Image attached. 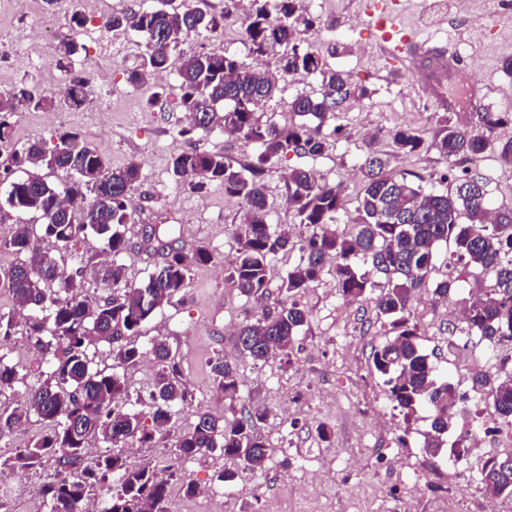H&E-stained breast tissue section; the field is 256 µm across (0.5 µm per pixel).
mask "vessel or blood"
<instances>
[{"mask_svg":"<svg viewBox=\"0 0 512 512\" xmlns=\"http://www.w3.org/2000/svg\"><path fill=\"white\" fill-rule=\"evenodd\" d=\"M366 14L380 33V56L402 64L411 63L423 72L424 85L434 95L440 107L452 112L457 111L462 104L472 109L481 107L487 97L483 87L472 86L466 99L462 101L443 93V80L453 76L458 65L457 58L447 54L442 47L418 40L412 28L403 24L399 16L381 12L375 0L373 4L367 5Z\"/></svg>","mask_w":512,"mask_h":512,"instance_id":"1","label":"vessel or blood"}]
</instances>
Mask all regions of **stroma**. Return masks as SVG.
I'll list each match as a JSON object with an SVG mask.
<instances>
[{"mask_svg":"<svg viewBox=\"0 0 512 512\" xmlns=\"http://www.w3.org/2000/svg\"><path fill=\"white\" fill-rule=\"evenodd\" d=\"M385 2L422 37L445 42L456 52L468 84L488 87L487 111L507 116V123L487 132L490 145L472 170L482 177L493 205L512 206V164L499 154L500 142L512 138V106L506 101L512 95V71L504 66L512 58V38L503 36L512 26V9L493 12L482 7L481 0H472L464 9L457 0ZM362 3L315 0L308 7L319 22L302 33V40L318 50L327 66L367 87L369 95L323 127L330 142L323 155L304 160L291 155L276 163L266 179L271 224H295L285 199V176L289 169L304 165L327 181L347 186L350 196L336 229L351 231L354 195L362 181V129L386 131L403 125L429 139L440 135L446 120L478 123L476 113L460 115L438 107L410 65L380 59L379 33L369 27ZM206 10L218 16V31L192 34L180 45V53L232 54L252 63L240 10L230 0H208ZM41 11L42 0H26L20 15H0V54L21 58L24 45L18 27L40 22ZM111 41V54L90 55L81 63L92 94L109 98L111 112L69 107L49 116L22 112L10 122L13 139L20 143L47 140L56 131L71 129L112 166L133 159L140 163L142 179L130 192L131 248L124 257L129 284L141 283L161 261L160 255L140 248L147 223L169 221L176 225L184 250L203 245L213 255L211 263L193 268L186 300L164 306L136 338L141 346L155 337L166 340L194 399L180 412L170 435L156 446L127 451L126 457L134 465L173 461L176 438L194 422L196 412L220 415L232 409L260 413L255 432L268 446L269 456L261 469L240 472L230 486L216 480L228 466L220 452L182 463L198 488H215L222 498L212 503L187 497L174 486L170 512H512V498H489L481 483L490 449L471 442L457 457L434 459L425 453L429 410L420 407L411 420H404L373 365L374 349L393 337L388 320L378 316L373 302L343 297L333 273H324L300 299L311 318L296 350L257 362L239 356L234 346L237 327L246 315L274 307L279 295L273 292L258 301L240 295L227 281L225 268L233 253L240 205L216 184L201 193L175 185L170 164L176 152L189 147L244 162L252 159L255 146L241 136L219 132L184 142L177 131L185 125L186 115L173 106V73L164 72L143 86L129 84L127 73L140 62L144 38L129 30L114 33ZM315 85L311 77H285L278 95L262 107L265 119L280 126L297 122L291 103L297 93ZM410 320L417 325L439 378L470 390L471 379L461 377L448 351L463 346L483 356L490 351L488 344L477 336L449 335L448 304L428 287L414 302ZM219 356L239 366L242 398L232 405L211 373L210 364ZM53 469L49 463L44 472L25 477L0 474V512H37L39 488Z\"/></svg>","mask_w":512,"mask_h":512,"instance_id":"obj_1","label":"stroma"}]
</instances>
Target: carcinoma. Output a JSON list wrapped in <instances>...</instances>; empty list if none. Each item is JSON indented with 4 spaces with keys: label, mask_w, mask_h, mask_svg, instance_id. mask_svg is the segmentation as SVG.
<instances>
[{
    "label": "carcinoma",
    "mask_w": 512,
    "mask_h": 512,
    "mask_svg": "<svg viewBox=\"0 0 512 512\" xmlns=\"http://www.w3.org/2000/svg\"><path fill=\"white\" fill-rule=\"evenodd\" d=\"M201 2L183 0V6L175 9L169 0H158L153 7L109 18L108 31L132 30L144 37L141 63L128 73L131 84H147L166 71L180 43L199 28L218 29L219 22L199 8ZM242 14L245 39L255 59L285 46L288 51L279 57L281 76L312 75L318 89L297 94L291 103L295 114L315 121V126H279L259 112L279 92L278 79L260 65L248 66L234 55L198 53L182 56L176 73L177 106L187 113V124L178 130L180 137L219 130L239 133L257 147L253 160L245 164L222 152L195 149L182 150L171 161L177 186L201 192L212 183L220 184L224 194L241 204L227 277L240 294L259 300L270 294L273 259L288 250L300 253L299 261L280 278L277 306L247 316L240 324L237 350L254 361L293 351L309 321L298 297L320 280L326 264H333L342 295L372 300L377 315L391 319L390 325L397 329L394 339L374 350V367L385 377L389 398L401 409L404 421L418 407L430 408L431 431L425 434L424 448L430 457L440 458L448 424L461 413L468 396L437 378L421 347L418 328L410 323L412 303L430 282L433 295L446 300L468 278L489 272L493 284L478 289L468 306L467 332L492 347L512 343V208L492 206L485 183L468 169L453 176L452 189L438 191L409 180L390 162L433 149L451 166L473 164L489 141L472 129L448 124L427 144L411 129L398 127L386 132L391 151L383 152L372 147L380 137L373 134L360 160L363 180L356 196L354 228L342 234L332 226L345 210L346 187L323 180L305 166L290 169L288 208L311 229L306 238L293 240L289 228L267 222L264 176L290 154L322 155L327 140L321 128L347 102L368 97V90L353 84L346 72L325 67L312 47L300 48V29L316 24L300 0H247ZM83 50L76 30L58 43L59 67L68 80L64 99L25 82L0 94V144L10 137L7 116L11 114L84 103L89 79L73 68L74 58ZM56 139L51 148L41 140H29L7 151L0 149V178L9 181L0 201V220L12 213L25 217L15 225L12 238L0 243V249L16 255V262L0 277L7 281L15 311L25 313V321L21 324L14 314L0 312V339L24 331L35 339L47 365V370L36 372L0 361V394L18 384L26 386L23 402L0 406V436L32 416L45 428L29 445L0 458V470L27 473L55 459L57 468L41 488L47 512H168L170 482L159 476L157 467L132 466L114 451L91 457L88 449L96 442L115 447L129 438L151 445L192 401L165 340H150L146 352L124 339L137 334L163 306L184 301L192 268L211 263L213 256L204 246L184 253L176 246L175 225L151 224L147 247L162 252L163 261L142 284H128L121 257L129 249L128 195L140 181V165L131 160L122 168H112L75 131L59 133ZM55 172L68 177L61 188L48 180V174ZM90 238L106 259L94 263L76 251ZM44 241L60 245L70 266L57 268L40 246ZM442 243L452 246L460 266L433 281L436 250ZM359 259L371 260L373 268L386 276L379 294L372 295L375 284L358 267ZM90 262L96 280L109 294L82 293L80 285ZM96 340L109 342L113 360L127 367L152 353L158 370L143 410H124L125 381L114 372L92 367L91 346ZM211 370L224 398L239 399L236 363L219 357ZM472 390L491 416L512 422V372L480 373L473 378ZM253 428L254 415L249 412L230 417L199 412L176 440V458L188 460L218 450L225 459L250 470L260 468L267 446ZM501 462L498 456L488 459L481 482L486 492L512 498V473L504 474Z\"/></svg>",
    "instance_id": "obj_1"
}]
</instances>
